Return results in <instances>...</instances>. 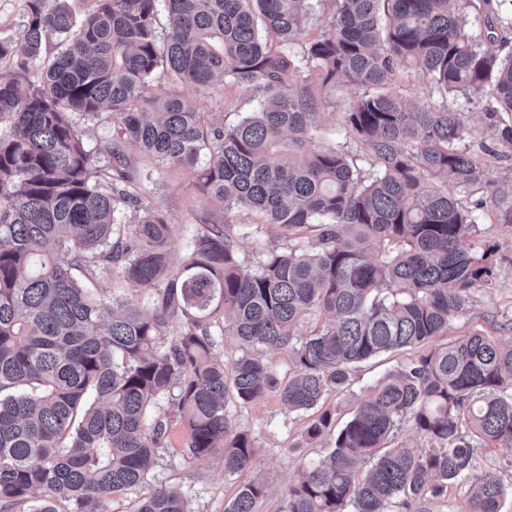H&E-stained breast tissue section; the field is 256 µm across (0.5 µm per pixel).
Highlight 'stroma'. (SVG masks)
Masks as SVG:
<instances>
[{
    "label": "stroma",
    "mask_w": 512,
    "mask_h": 512,
    "mask_svg": "<svg viewBox=\"0 0 512 512\" xmlns=\"http://www.w3.org/2000/svg\"><path fill=\"white\" fill-rule=\"evenodd\" d=\"M176 92L192 99L199 111L217 122H232L238 113L253 110L257 101L243 87L216 81L213 91L205 93L191 86L177 84ZM359 93L350 86L343 89L322 88L318 94L321 107L322 143L333 145L346 142L343 112ZM474 143H485L497 149L500 131L489 126L482 113L468 115ZM134 165L148 174L145 186L149 199L164 209L172 222V263H180L187 246L189 229L198 224L225 216L238 257L256 263L268 251L285 250L288 237L282 236L271 224L260 223L254 213L236 209L225 211L223 204L207 200L199 187L193 170L168 167L131 152ZM489 176L495 189L512 191V151L489 158ZM466 245L494 244L498 250L493 256L494 276L489 284L475 288L469 309L456 318L448 328L447 341L480 330L512 345V224H501L493 216H483L465 240ZM407 351L397 355H383L357 366L346 389L330 394L326 405L336 411L338 420H346L354 410V401L364 388L387 372L416 359ZM233 418L238 425L249 429L256 439L259 452L252 469L244 476H225L217 459H203L193 465H182L175 456H165L157 472L160 480L188 492L193 512H224L243 479L259 478L268 486V496L261 512H280V505L289 486L295 482L302 467L322 459L334 441L325 435L321 442H303L302 433L310 419L309 414L289 412L276 398L264 397L246 407L237 409ZM478 474L497 479L505 488L502 512H512V448H481L476 453Z\"/></svg>",
    "instance_id": "obj_1"
}]
</instances>
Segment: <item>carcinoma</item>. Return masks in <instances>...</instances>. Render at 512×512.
Wrapping results in <instances>:
<instances>
[{
	"label": "carcinoma",
	"mask_w": 512,
	"mask_h": 512,
	"mask_svg": "<svg viewBox=\"0 0 512 512\" xmlns=\"http://www.w3.org/2000/svg\"><path fill=\"white\" fill-rule=\"evenodd\" d=\"M90 2L78 17L70 0H27L21 31L0 36V508L111 512V498L152 482L129 512H192L156 480L174 427L182 463L217 457L226 476L258 453L231 405L273 396L312 412L314 443L336 425L322 400L352 366L447 334L490 281L494 248L462 241L479 210L512 224V193L488 188L460 108L512 146V19L493 0H330L308 40L311 0ZM409 69L435 98L412 105L394 90ZM159 72L203 92L222 78L257 107L219 125ZM350 84L362 93L343 121L367 171L317 136L313 88ZM103 114L112 140L92 147L79 120ZM129 147L195 170L227 211L314 233L312 247L251 268L205 223L172 269V224L140 194ZM113 275L131 295L108 303L90 284ZM313 314L322 326L303 338ZM226 336L242 349L229 365ZM260 347L287 353L292 375L279 379ZM406 422L424 444L389 446ZM496 447H512V345L473 333L369 386L281 512H429L467 481L468 512H500L504 488L474 472L476 450ZM266 497L246 481L225 512H260Z\"/></svg>",
	"instance_id": "cac0c4a2"
}]
</instances>
